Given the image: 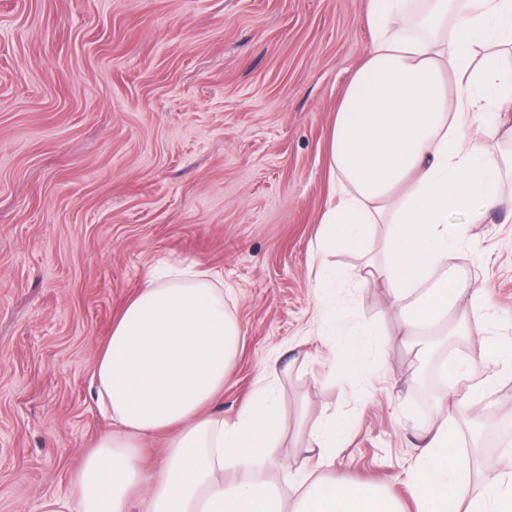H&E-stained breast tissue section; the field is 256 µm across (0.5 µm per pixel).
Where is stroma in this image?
Returning <instances> with one entry per match:
<instances>
[{"label":"stroma","instance_id":"35a3bbf8","mask_svg":"<svg viewBox=\"0 0 512 512\" xmlns=\"http://www.w3.org/2000/svg\"><path fill=\"white\" fill-rule=\"evenodd\" d=\"M370 45L366 0H0V512L71 493L109 428L91 395L96 347L161 262L223 275L242 329L224 416L267 374L287 473L331 416L350 429L322 477L379 484L415 512L420 434L443 399L467 467L489 429L486 455L512 467V363L480 357L512 343V220L450 215L467 235L449 264L492 304L425 359L365 276L383 229L365 249L314 250L336 107ZM323 264L346 274L349 327L379 335L354 381L317 315Z\"/></svg>","mask_w":512,"mask_h":512}]
</instances>
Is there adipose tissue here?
<instances>
[{
    "instance_id": "obj_1",
    "label": "adipose tissue",
    "mask_w": 512,
    "mask_h": 512,
    "mask_svg": "<svg viewBox=\"0 0 512 512\" xmlns=\"http://www.w3.org/2000/svg\"><path fill=\"white\" fill-rule=\"evenodd\" d=\"M367 20L371 48L336 108L317 248L361 247L372 225H384L385 262L371 272L413 331L486 300L431 272L458 243L449 214L512 212L500 190L512 171L503 149L512 144V0H367ZM239 338L217 273L150 268L95 359L96 404L112 428L85 455L72 493L44 500L42 512H290L264 476L283 467L275 388L258 378L234 419L215 411ZM160 434L168 444L149 475L141 448ZM343 440L335 420L314 425L291 512H401L379 487L319 477ZM459 440L446 415L424 431L418 512H512V472L472 496Z\"/></svg>"
}]
</instances>
